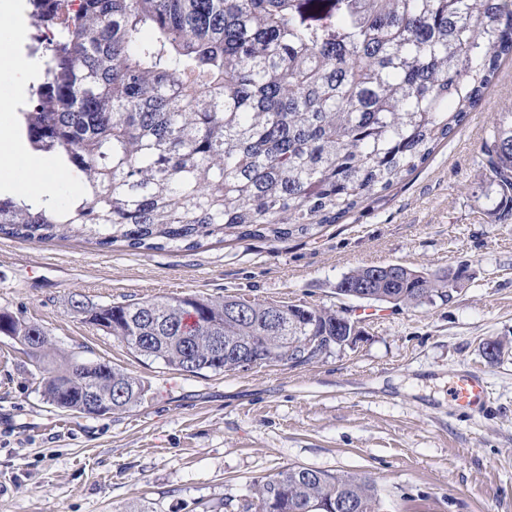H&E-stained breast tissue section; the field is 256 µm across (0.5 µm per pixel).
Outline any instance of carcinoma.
<instances>
[{"mask_svg":"<svg viewBox=\"0 0 512 512\" xmlns=\"http://www.w3.org/2000/svg\"><path fill=\"white\" fill-rule=\"evenodd\" d=\"M42 80L19 122L56 155L77 195L0 197V235L79 238L102 248H190L242 228L275 237L334 224L415 172L482 104L512 58V0H28ZM512 215V107L481 146ZM448 274L367 266L336 293L417 307L449 297ZM229 297L156 296L128 304L68 298L85 323L136 355L191 375L245 369L211 351L224 337L266 363L311 362L303 336H351L337 313ZM0 335L29 346L46 401L89 414L94 389L128 409L141 381L112 363L45 361L40 324L0 312ZM373 480L289 466L255 483L243 512H381Z\"/></svg>","mask_w":512,"mask_h":512,"instance_id":"carcinoma-1","label":"carcinoma"}]
</instances>
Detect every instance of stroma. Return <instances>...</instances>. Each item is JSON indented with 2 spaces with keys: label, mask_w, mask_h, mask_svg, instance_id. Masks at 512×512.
Instances as JSON below:
<instances>
[{
  "label": "stroma",
  "mask_w": 512,
  "mask_h": 512,
  "mask_svg": "<svg viewBox=\"0 0 512 512\" xmlns=\"http://www.w3.org/2000/svg\"><path fill=\"white\" fill-rule=\"evenodd\" d=\"M512 105L505 61L476 112L426 164L335 224L194 249H108L0 238V311L43 325L57 351L105 359L142 381L138 406L85 416L49 405L25 349L0 336V512H242L282 468L371 477L383 512H512V219L499 223L479 147ZM466 265L449 300L418 307L336 293L351 270ZM96 304L158 295H245L332 309L359 333L314 362L189 375L136 358L83 322ZM500 348L485 354L487 343ZM478 372L489 402L448 407V382Z\"/></svg>",
  "instance_id": "35a3bbf8"
}]
</instances>
